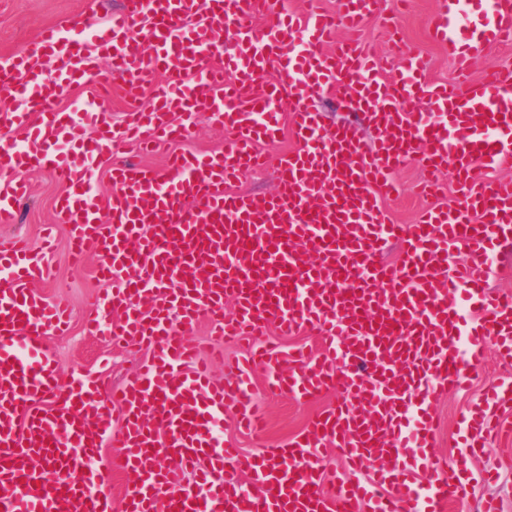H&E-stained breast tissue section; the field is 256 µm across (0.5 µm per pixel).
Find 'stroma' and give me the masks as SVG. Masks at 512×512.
I'll use <instances>...</instances> for the list:
<instances>
[{
	"label": "stroma",
	"mask_w": 512,
	"mask_h": 512,
	"mask_svg": "<svg viewBox=\"0 0 512 512\" xmlns=\"http://www.w3.org/2000/svg\"><path fill=\"white\" fill-rule=\"evenodd\" d=\"M119 0H0V64L28 47L47 26L71 27L74 21L88 17H102L115 9ZM443 0H407L399 6L397 0H382L380 15L369 21L358 32L385 63L386 75L395 72V48L392 32H399L404 48L419 54L426 62L429 80L442 82L455 79L456 69L448 56L447 47L434 42L430 27ZM167 148L141 151L135 143L123 141L113 144L111 154L99 162V189L102 197H109L111 186L108 172L112 163L135 159L155 168H162ZM400 185L398 195L389 199L386 207L400 224H411L431 205V197L420 191L424 173L419 161L407 162L394 175ZM29 195L19 206L18 221L0 224V244L23 236L33 245H40L42 227L56 224L50 248V269L47 277L37 283L36 289L46 298L64 297L72 310L71 331L66 336H51L47 342L53 350L62 378L71 373L84 372L103 376L109 384L120 383L138 364L147 360L150 352L142 346H110L105 340L87 335L83 323L89 297L103 290L104 284L96 276L101 261L98 249H91L84 265H75L65 225L57 224L54 205L64 187L44 170H33L27 175ZM512 381V360L502 359L496 350H488L480 369L472 372L466 382L453 391L440 394L434 404L437 426L436 457L456 461L464 456L459 437V419L465 407L478 401L491 385ZM338 391L301 401L288 394L270 392L266 386L265 371H254V393L251 405L264 417L262 435L237 431L233 425L235 414L224 417V433L238 448L246 452L258 451L261 443L288 441L302 430L309 420L329 404L336 402ZM512 453V439L497 440L485 455L471 461V480L466 498L449 501L447 512H474L475 506L488 494H496L502 501V512H512V469H503L495 486H485L480 480L483 469L498 465L503 456Z\"/></svg>",
	"instance_id": "stroma-1"
}]
</instances>
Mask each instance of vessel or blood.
<instances>
[{
	"instance_id": "obj_1",
	"label": "vessel or blood",
	"mask_w": 512,
	"mask_h": 512,
	"mask_svg": "<svg viewBox=\"0 0 512 512\" xmlns=\"http://www.w3.org/2000/svg\"><path fill=\"white\" fill-rule=\"evenodd\" d=\"M378 10L379 0H336L298 18L280 0H122L104 35L47 27L0 67L11 99L0 108V224L16 223L27 171L52 173L66 188L56 211L75 255L98 246L100 279H121L92 297L89 333L150 351L112 390L81 373L61 383L45 338L65 333L68 308L33 288L47 257L23 237L0 247V512H112L106 445L134 477L122 512H443L462 498L431 454V409L486 346L512 358V295L489 290L487 266L512 241V180L483 177L512 159V69L467 76L486 47L512 44V0H447L436 15L433 38L460 75L451 84L430 82L411 53L383 77L365 44L336 40L337 25L358 29ZM117 81L129 103L120 125L96 108ZM75 86L94 106L76 117L54 109ZM326 98L363 125L327 128L315 108ZM413 101L425 111H409ZM201 111L227 131L222 152L183 151L161 170L113 166L100 202L95 161L113 143L186 140ZM285 117L296 147L273 159ZM415 157L428 187L453 171L463 201L397 224L382 200L396 190L391 172ZM271 164L276 192L234 189ZM392 241L402 246L393 265L381 258ZM460 245L470 263L446 276ZM145 295L155 299L147 313ZM204 313L216 335L249 345L232 378L213 379L188 341ZM268 325L318 331L321 353L261 341ZM254 365L273 389L307 398L336 387L342 398L285 444L243 452L223 421L234 405L237 428L255 430ZM500 409L512 410L511 381L462 416L469 456L499 431ZM328 444L347 464L332 494L319 478ZM380 454L390 468H376Z\"/></svg>"
}]
</instances>
